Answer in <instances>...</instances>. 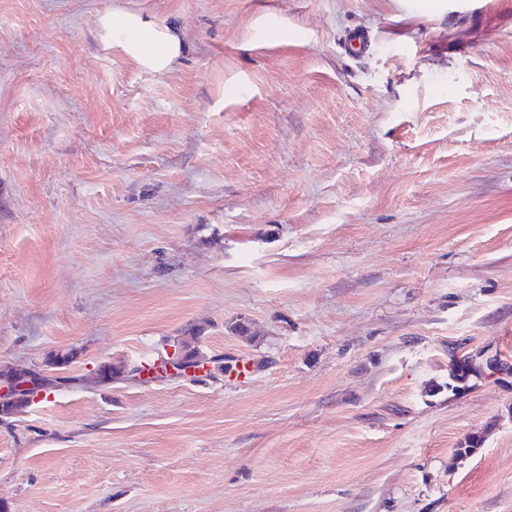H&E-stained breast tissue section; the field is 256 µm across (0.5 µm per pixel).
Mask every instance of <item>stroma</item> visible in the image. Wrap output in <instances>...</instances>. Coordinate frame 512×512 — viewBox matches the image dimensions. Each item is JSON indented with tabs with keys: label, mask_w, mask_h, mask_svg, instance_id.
Segmentation results:
<instances>
[{
	"label": "stroma",
	"mask_w": 512,
	"mask_h": 512,
	"mask_svg": "<svg viewBox=\"0 0 512 512\" xmlns=\"http://www.w3.org/2000/svg\"><path fill=\"white\" fill-rule=\"evenodd\" d=\"M491 2L0 0V375L57 381L0 414V512H512V373L450 387L512 366ZM190 328L206 370L132 375ZM100 27L112 45L152 72L168 70L182 51L179 37L169 27L141 14L118 18L105 14L100 18Z\"/></svg>",
	"instance_id": "stroma-1"
}]
</instances>
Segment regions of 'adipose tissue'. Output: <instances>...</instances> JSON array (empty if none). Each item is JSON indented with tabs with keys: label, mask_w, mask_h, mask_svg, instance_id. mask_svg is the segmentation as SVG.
<instances>
[{
	"label": "adipose tissue",
	"mask_w": 512,
	"mask_h": 512,
	"mask_svg": "<svg viewBox=\"0 0 512 512\" xmlns=\"http://www.w3.org/2000/svg\"><path fill=\"white\" fill-rule=\"evenodd\" d=\"M100 27L106 39L152 72L168 70L182 51L179 37L169 27L140 14L117 18L107 14L101 17Z\"/></svg>",
	"instance_id": "ef3b65f1"
}]
</instances>
